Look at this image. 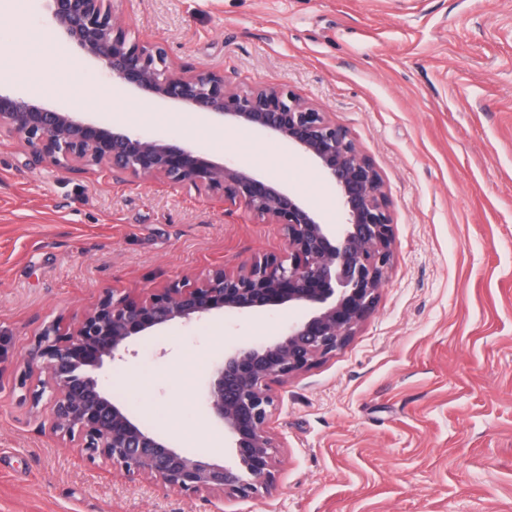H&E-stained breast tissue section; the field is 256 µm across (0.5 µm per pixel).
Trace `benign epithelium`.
I'll return each mask as SVG.
<instances>
[{
  "label": "benign epithelium",
  "mask_w": 512,
  "mask_h": 512,
  "mask_svg": "<svg viewBox=\"0 0 512 512\" xmlns=\"http://www.w3.org/2000/svg\"><path fill=\"white\" fill-rule=\"evenodd\" d=\"M50 2L56 28L119 85L287 142L315 162L336 194L340 211L336 223L328 224L319 210L273 179L216 164L190 146L87 123L36 97L0 91V135L23 139L26 166L48 161L73 170L92 163L117 179L189 185L280 228L281 254L245 260L233 270L215 266L200 279L137 293L106 289L74 321L60 316L45 324L27 352L30 369L45 374L30 391L33 403L47 400L52 430L89 459L108 460L186 495L246 500L270 494L279 464L270 427L277 402L272 385L288 383L349 342L375 310L393 262V216L381 174L346 127L289 86L238 87L219 70L178 69L164 48L130 37L112 0ZM269 306L304 313L270 340L224 352L207 391L209 411L232 448L231 465L203 462L172 447L112 401L104 387L100 370L107 362L125 361L137 336L218 312L255 314Z\"/></svg>",
  "instance_id": "1"
}]
</instances>
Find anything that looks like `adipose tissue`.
<instances>
[{
	"label": "adipose tissue",
	"mask_w": 512,
	"mask_h": 512,
	"mask_svg": "<svg viewBox=\"0 0 512 512\" xmlns=\"http://www.w3.org/2000/svg\"><path fill=\"white\" fill-rule=\"evenodd\" d=\"M20 37L28 46L23 64H15L6 54H0V80L24 84L30 89L40 90L47 78H61L63 66L56 46L46 29H22Z\"/></svg>",
	"instance_id": "ef3b65f1"
}]
</instances>
